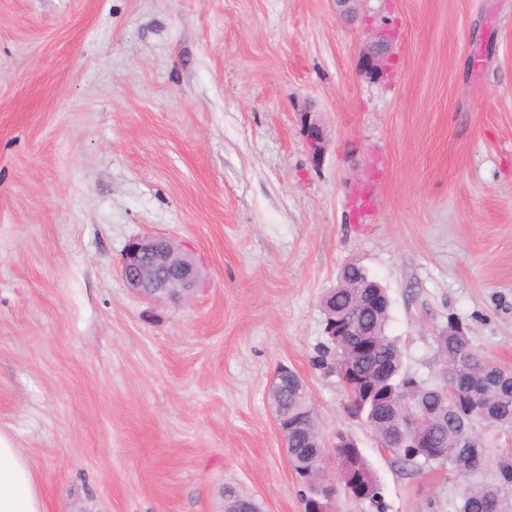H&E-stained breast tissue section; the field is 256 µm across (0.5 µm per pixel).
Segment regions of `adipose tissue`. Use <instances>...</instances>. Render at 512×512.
Returning a JSON list of instances; mask_svg holds the SVG:
<instances>
[{
	"mask_svg": "<svg viewBox=\"0 0 512 512\" xmlns=\"http://www.w3.org/2000/svg\"><path fill=\"white\" fill-rule=\"evenodd\" d=\"M0 512H47L29 462L1 433Z\"/></svg>",
	"mask_w": 512,
	"mask_h": 512,
	"instance_id": "obj_1",
	"label": "adipose tissue"
}]
</instances>
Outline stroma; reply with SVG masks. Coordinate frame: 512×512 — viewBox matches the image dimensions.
Wrapping results in <instances>:
<instances>
[{"label": "stroma", "mask_w": 512, "mask_h": 512, "mask_svg": "<svg viewBox=\"0 0 512 512\" xmlns=\"http://www.w3.org/2000/svg\"><path fill=\"white\" fill-rule=\"evenodd\" d=\"M147 234L192 252L191 301L121 279ZM350 263L409 371L452 317L512 368V0H0V432L47 512H220L228 485L304 512L283 365L386 512H455L464 478L381 448L321 360ZM376 38V41L371 42L361 56L362 70L370 76L380 77L390 61V33L388 29H379ZM360 293V288H333L329 291L327 295H331L328 300L327 304L331 306L332 310L328 311L324 308V315H325V328H330L332 326H336V321L339 312L345 311L347 308H349L353 302L356 300ZM336 311V313H334ZM355 477L359 479H374V486L370 493L361 501L367 502L372 512H384V504L382 501V495L379 489V485L369 468L367 460H365L360 454H357L355 459V467L353 470Z\"/></svg>", "instance_id": "obj_1"}]
</instances>
